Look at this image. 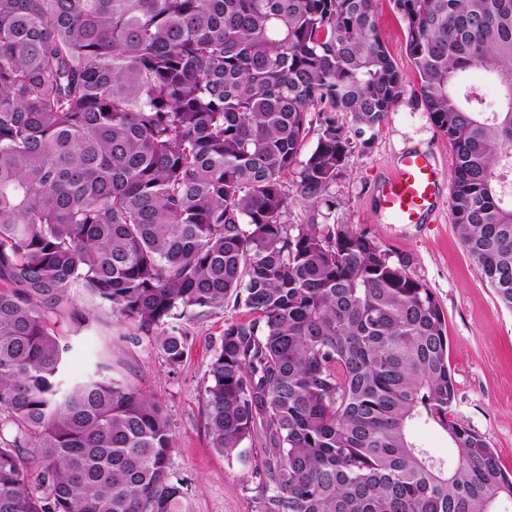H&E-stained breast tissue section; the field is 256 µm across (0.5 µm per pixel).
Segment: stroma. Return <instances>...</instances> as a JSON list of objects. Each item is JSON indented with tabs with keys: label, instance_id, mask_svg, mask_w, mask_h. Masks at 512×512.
Instances as JSON below:
<instances>
[{
	"label": "stroma",
	"instance_id": "1",
	"mask_svg": "<svg viewBox=\"0 0 512 512\" xmlns=\"http://www.w3.org/2000/svg\"><path fill=\"white\" fill-rule=\"evenodd\" d=\"M378 30L403 75L401 97L379 128L357 135L352 118L342 123L354 147L346 171L329 189L330 206L291 203L292 224H347L368 233L392 258H409L408 272L431 289L446 319L448 365L456 385L455 417L494 448L503 470L512 471V311L504 309L479 277L464 250L449 208L424 224H391L376 206V187L395 158L423 149L436 159L443 193L451 195L455 153L419 97V81L406 52L405 23L393 0H375ZM75 304L93 314L89 325H60L69 346L64 378L74 381L107 362L111 374L161 401L170 416L176 448L173 476L189 488L188 512H252L255 479L237 458L212 448L204 406L209 365L234 309L216 310L187 322L184 361L170 366L144 337L113 318L83 291Z\"/></svg>",
	"mask_w": 512,
	"mask_h": 512
}]
</instances>
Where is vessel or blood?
I'll use <instances>...</instances> for the list:
<instances>
[{"label": "vessel or blood", "mask_w": 512, "mask_h": 512, "mask_svg": "<svg viewBox=\"0 0 512 512\" xmlns=\"http://www.w3.org/2000/svg\"><path fill=\"white\" fill-rule=\"evenodd\" d=\"M443 195V180L426 152L407 150L378 188V209L396 224H420L432 216Z\"/></svg>", "instance_id": "1"}]
</instances>
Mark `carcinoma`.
Segmentation results:
<instances>
[{
	"label": "carcinoma",
	"instance_id": "obj_1",
	"mask_svg": "<svg viewBox=\"0 0 512 512\" xmlns=\"http://www.w3.org/2000/svg\"><path fill=\"white\" fill-rule=\"evenodd\" d=\"M374 3L0 0V512H187L164 405L103 363L64 385L54 327L90 322L75 288L171 366L183 321L245 309L210 363L206 426L250 464L254 512L512 499L452 417L445 316L409 261L346 224L283 221L293 200L328 204L352 145L340 117L373 129L402 94ZM394 6L456 155L460 241L512 310V0ZM474 67L502 90L491 112L464 83ZM421 419L454 463L412 438Z\"/></svg>",
	"mask_w": 512,
	"mask_h": 512
}]
</instances>
